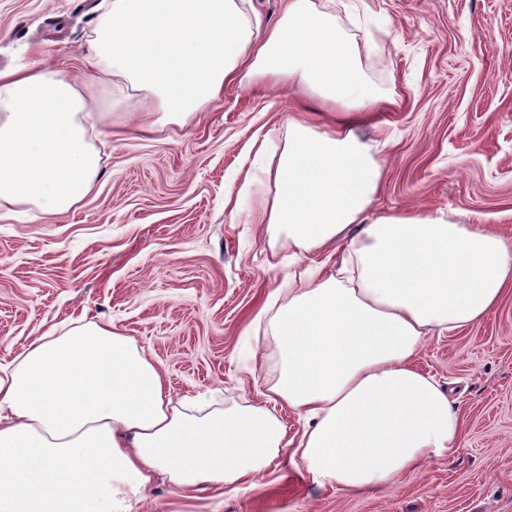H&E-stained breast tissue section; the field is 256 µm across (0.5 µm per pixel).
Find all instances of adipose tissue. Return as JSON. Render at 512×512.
<instances>
[{"mask_svg": "<svg viewBox=\"0 0 512 512\" xmlns=\"http://www.w3.org/2000/svg\"><path fill=\"white\" fill-rule=\"evenodd\" d=\"M87 62L183 125L225 85L257 81L317 95L341 119L321 131L289 117L267 173V222L294 242L298 271L269 319L278 375L265 403L197 417L130 337L92 322L40 337L0 368V512H129L160 479L237 494L284 461L356 494L452 457L460 416L413 361L512 291V238L441 212L375 211L385 167L357 131L390 98L350 35L313 0H288L271 26L241 0H112ZM105 119L54 66L0 71V218L22 199L49 217L80 201L99 173L88 134ZM340 244L330 274L308 258ZM280 404L306 423L297 443Z\"/></svg>", "mask_w": 512, "mask_h": 512, "instance_id": "obj_1", "label": "adipose tissue"}]
</instances>
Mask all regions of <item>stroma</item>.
Masks as SVG:
<instances>
[{"label": "stroma", "mask_w": 512, "mask_h": 512, "mask_svg": "<svg viewBox=\"0 0 512 512\" xmlns=\"http://www.w3.org/2000/svg\"><path fill=\"white\" fill-rule=\"evenodd\" d=\"M355 32L368 80L395 107L359 129L386 169L380 211H441L512 237V0H315ZM110 0H0V71L51 64L82 82L128 128L91 138L94 188L68 212L33 204L0 220V364L80 319L131 337L164 372L173 399L202 412L263 401L276 375L261 310L286 300L297 249L273 236L265 169L285 145V115L320 129L332 114L266 83L225 86L188 125L154 97L116 98L85 79L82 55ZM417 370L451 389L462 447L449 460L348 496L293 467L238 495L186 494L157 482L131 512H512V295L479 324L428 337Z\"/></svg>", "instance_id": "obj_1"}]
</instances>
